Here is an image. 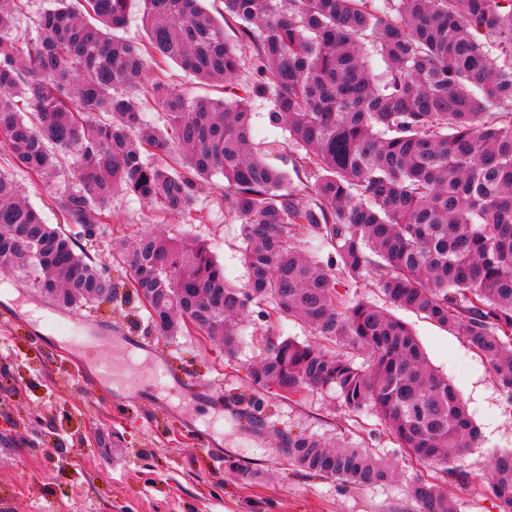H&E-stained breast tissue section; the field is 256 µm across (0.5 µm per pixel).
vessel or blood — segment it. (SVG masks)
<instances>
[{"instance_id": "obj_1", "label": "vessel or blood", "mask_w": 512, "mask_h": 512, "mask_svg": "<svg viewBox=\"0 0 512 512\" xmlns=\"http://www.w3.org/2000/svg\"><path fill=\"white\" fill-rule=\"evenodd\" d=\"M81 322L70 318H60L52 323L54 340L75 354L91 370V380L120 381L134 369L129 350L105 355L97 343L81 334Z\"/></svg>"}]
</instances>
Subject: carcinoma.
I'll list each match as a JSON object with an SVG mask.
<instances>
[{"instance_id": "cac0c4a2", "label": "carcinoma", "mask_w": 512, "mask_h": 512, "mask_svg": "<svg viewBox=\"0 0 512 512\" xmlns=\"http://www.w3.org/2000/svg\"><path fill=\"white\" fill-rule=\"evenodd\" d=\"M130 2L50 0L24 40L17 0L0 3V146L30 175L77 172L61 202L75 228L107 223L118 190L189 214L197 185L222 174L245 244L243 286L197 241L116 238L123 287L156 333L220 330L235 358L239 318L268 303L280 328L303 323L320 342L268 338L248 364L255 391L296 401L333 388L347 408L372 409L423 464L477 446L456 387L430 368L407 323L348 303L330 267L376 270L387 302L464 338L512 402V0H224L255 47V75L222 101L150 79L174 62L235 83L238 53L201 0H141L143 43L117 37ZM150 100L162 129L143 110ZM258 110L302 148L313 180L288 185L253 146ZM79 238L46 223L0 172L1 266L67 307L112 301L118 284ZM287 445L313 476L353 486L393 476L385 460L313 434ZM488 484L499 512H512V448L491 454ZM410 495L421 512H457L428 480Z\"/></svg>"}]
</instances>
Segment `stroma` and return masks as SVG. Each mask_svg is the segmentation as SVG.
Listing matches in <instances>:
<instances>
[{"instance_id":"1","label":"stroma","mask_w":512,"mask_h":512,"mask_svg":"<svg viewBox=\"0 0 512 512\" xmlns=\"http://www.w3.org/2000/svg\"><path fill=\"white\" fill-rule=\"evenodd\" d=\"M255 140H279L274 165L297 182L305 172L288 133L270 128L265 112L251 117ZM0 169L13 172L24 197L49 224L60 219L59 201L73 174L32 177L13 170L0 150ZM202 220L159 217L156 210L119 193L109 223L94 227L80 246L115 280L126 271L112 240L142 230L206 243L227 278L244 283L243 241L225 193L223 176L197 191ZM15 297L16 322L0 327V512H419L409 489L433 481L456 501L458 512H498L487 492L494 450L512 448V403L489 367L468 343L409 311L399 318L414 330L430 365L457 386L482 443L452 458L447 467L410 460L382 421L369 411L345 408L335 391L315 389L297 403L257 396L247 365L263 352L266 322L251 312L241 319L245 344L237 360L220 343L155 334L135 297L118 292L112 303L87 309L104 353L128 342L142 346L140 370L168 364L185 391L163 397L141 386L138 373L113 386L80 383L81 363L48 335L49 318L65 315L37 288L0 271V290ZM256 424H248V416ZM332 438L393 463L392 482L351 487L305 475L284 451L299 432ZM253 471L241 480L239 469Z\"/></svg>"}]
</instances>
